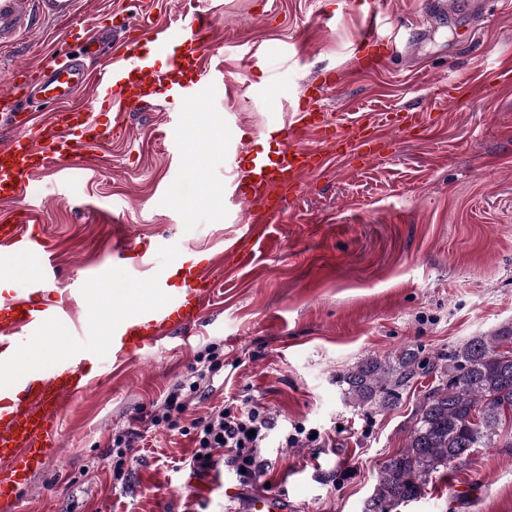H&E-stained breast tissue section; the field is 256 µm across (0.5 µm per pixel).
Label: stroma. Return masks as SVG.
Instances as JSON below:
<instances>
[{
    "label": "stroma",
    "mask_w": 512,
    "mask_h": 512,
    "mask_svg": "<svg viewBox=\"0 0 512 512\" xmlns=\"http://www.w3.org/2000/svg\"><path fill=\"white\" fill-rule=\"evenodd\" d=\"M444 2L154 0L163 24L215 18L221 46L206 59L226 86L196 103L169 98L130 112L125 137L78 150L74 168L37 175L29 198L0 202V221L38 211L30 229L53 245L59 288L75 276L100 288L125 281L145 292L162 278L175 288L181 280L170 270L185 255L212 260L222 277L189 340L171 331L117 369L105 338L117 310L78 292L65 347L98 355L88 367L93 384L64 412L57 451L13 512H243L264 487L287 497L292 512H362L430 381L415 380L397 408L381 411L348 403L339 375L376 354L430 356L512 326V80L490 76L512 62V4L485 0L477 18L467 0H455L450 15ZM375 8L401 48L366 70L357 44ZM407 24L418 27L408 46L400 42ZM65 29L41 19L0 45V90L9 70L44 63L48 46L76 51L62 42ZM333 71L341 79L323 106L334 120L413 112L416 124L390 132L376 160L303 177L262 243L229 264L256 208L234 199L232 166L262 135L276 147L306 85ZM190 171L195 191L175 195ZM117 234L154 252L152 263L129 269L112 251ZM213 345L223 367L181 423L221 403L267 407L279 425L253 482L221 463L190 469L191 435L144 427L153 403ZM297 426L317 441L285 445ZM127 428L143 436L117 481L111 438ZM395 512H512V448L481 449Z\"/></svg>",
    "instance_id": "35a3bbf8"
}]
</instances>
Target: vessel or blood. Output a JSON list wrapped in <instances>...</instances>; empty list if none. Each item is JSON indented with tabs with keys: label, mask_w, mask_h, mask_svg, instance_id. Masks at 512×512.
Returning a JSON list of instances; mask_svg holds the SVG:
<instances>
[{
	"label": "vessel or blood",
	"mask_w": 512,
	"mask_h": 512,
	"mask_svg": "<svg viewBox=\"0 0 512 512\" xmlns=\"http://www.w3.org/2000/svg\"><path fill=\"white\" fill-rule=\"evenodd\" d=\"M82 0H0V44L8 43L31 27L36 18L70 22L65 38L91 46L112 40L120 48L116 57L106 58L99 68H89L82 54L51 55L37 69L11 70L9 89L0 93V120L14 122V132L0 143V201L26 199L34 177L40 172L71 162L78 148L110 143L115 128L132 109L155 102L167 94L197 101L210 85L205 50L214 44V23L203 15H192L183 26H157L149 15L137 21L106 28L97 22L78 24ZM366 54L363 68H377L386 59L384 37L377 26L367 27L359 39ZM334 75L309 85L308 101L292 116L287 139L277 149L252 156L245 168H237L234 184L237 198L253 201L258 211L243 226L244 240H251L259 225L268 223L285 204V189L326 163L324 147L337 156L371 159L377 157L382 138L375 126L355 122L347 127L333 122L321 109ZM89 92V102L77 99ZM53 106L47 120L27 118L15 123L16 113L25 111L34 95ZM318 144H303L304 136ZM35 261L37 272L23 282L15 296L0 301V371L27 372V363L44 341L48 327L69 316V301L83 283L72 280L56 297L46 299L44 290L54 276L52 250L46 237L29 232L26 224H0V268L10 267L18 257ZM181 285L166 291L153 283L161 296L158 305H147L131 318L111 327L113 364H121L134 353L157 347L164 330L186 329L199 324L203 305L215 287L210 267H184ZM83 350L63 353L48 374H28L23 390L0 385V497L17 500L33 475L40 472L48 455L58 446L57 430L67 403L86 393L91 381L83 365ZM249 512H288V500L258 494L248 502Z\"/></svg>",
	"instance_id": "vessel-or-blood-1"
}]
</instances>
